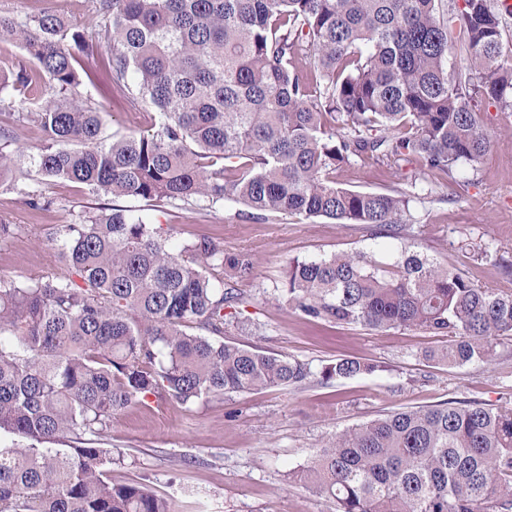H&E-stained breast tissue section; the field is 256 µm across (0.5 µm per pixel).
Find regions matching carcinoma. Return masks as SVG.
Wrapping results in <instances>:
<instances>
[{"label": "carcinoma", "instance_id": "obj_1", "mask_svg": "<svg viewBox=\"0 0 512 512\" xmlns=\"http://www.w3.org/2000/svg\"><path fill=\"white\" fill-rule=\"evenodd\" d=\"M502 0H94L91 32L51 12L0 16L21 47L33 112L0 126V185L25 157L17 128L45 134L30 164L47 182L156 206L236 200L260 214L405 230L408 200L330 174L354 157H417L449 173L490 146L475 103L512 109ZM465 68L448 74L453 30ZM103 68L150 130L108 136L85 98L81 58ZM64 272L0 278V512H171L139 481L114 483L103 447L125 409L189 406L297 387L309 364L224 341L254 274L249 254L106 203L51 227ZM288 301L312 321L449 336L428 355L489 363L512 335V289L483 288L402 250L290 263ZM379 370L358 358L324 380ZM336 512H512V408L448 401L400 409L331 436L293 474Z\"/></svg>", "mask_w": 512, "mask_h": 512}]
</instances>
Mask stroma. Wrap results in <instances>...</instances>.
<instances>
[{
  "mask_svg": "<svg viewBox=\"0 0 512 512\" xmlns=\"http://www.w3.org/2000/svg\"><path fill=\"white\" fill-rule=\"evenodd\" d=\"M89 78L85 97L104 112L107 133L150 129V117L126 112L104 71L82 60ZM491 144L474 162L451 173L423 171L416 159L355 158L336 171L341 187L396 191L409 200L402 237L373 238L361 226L318 218L251 215L232 200L206 208H161L129 197L116 205L162 225L174 242L207 236L228 252L249 253L254 275L240 282L244 314L228 326L225 341L309 363L314 375L294 389L269 388L192 407L166 401L126 409L112 425L113 482L147 483L171 501L175 512H335L333 503L292 479L338 431L403 408L446 401H475L512 408V338H503L491 364L463 367L426 359L446 337L421 328L367 330L355 325L311 322L289 304L282 288L289 260H315L339 253L385 248L396 254L416 246L430 260L461 271L489 288H512V112L479 105ZM42 189L52 200L35 212L24 194ZM89 195L67 181L41 184L36 175L0 185V220L23 225V233L0 244V277L22 280L59 270L46 228L65 223ZM339 358L378 364L377 372L322 380L319 371Z\"/></svg>",
  "mask_w": 512,
  "mask_h": 512,
  "instance_id": "obj_1",
  "label": "stroma"
}]
</instances>
